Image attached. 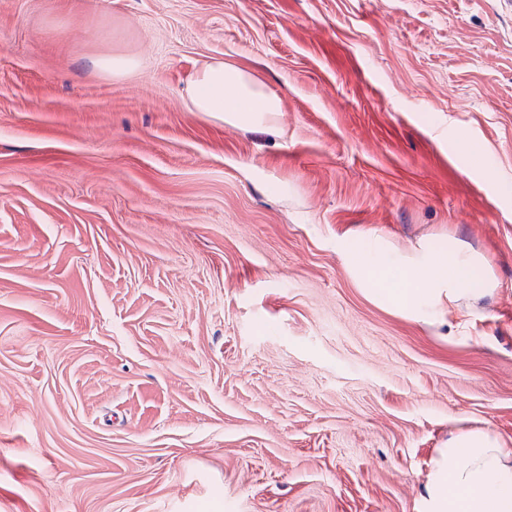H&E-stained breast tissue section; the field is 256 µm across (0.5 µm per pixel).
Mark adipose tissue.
Returning <instances> with one entry per match:
<instances>
[{
	"instance_id": "1",
	"label": "adipose tissue",
	"mask_w": 512,
	"mask_h": 512,
	"mask_svg": "<svg viewBox=\"0 0 512 512\" xmlns=\"http://www.w3.org/2000/svg\"><path fill=\"white\" fill-rule=\"evenodd\" d=\"M197 112H218L225 122H252L280 111V99L243 70L215 60L187 80ZM384 258L378 273L368 269L361 239L341 248L353 276L369 285L379 304L416 319L444 317L461 300L492 293L496 281L487 260L456 242L445 250L420 243L408 253L374 239ZM424 497V512H512V445L487 429L462 428L436 449Z\"/></svg>"
}]
</instances>
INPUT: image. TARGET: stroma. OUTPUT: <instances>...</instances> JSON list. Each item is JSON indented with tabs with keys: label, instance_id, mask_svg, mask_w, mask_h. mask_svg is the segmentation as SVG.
<instances>
[{
	"label": "stroma",
	"instance_id": "1",
	"mask_svg": "<svg viewBox=\"0 0 512 512\" xmlns=\"http://www.w3.org/2000/svg\"><path fill=\"white\" fill-rule=\"evenodd\" d=\"M214 59L281 112L193 111ZM352 236L498 286L403 318ZM462 425L512 443V0H0V512H420ZM96 66L104 73L124 74L135 69L137 62L131 57H112L111 54H106L96 60Z\"/></svg>",
	"mask_w": 512,
	"mask_h": 512
}]
</instances>
